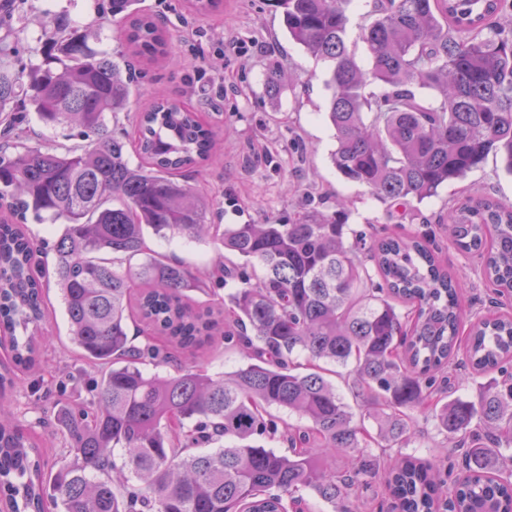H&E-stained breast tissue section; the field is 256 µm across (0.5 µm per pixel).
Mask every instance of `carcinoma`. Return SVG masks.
Returning a JSON list of instances; mask_svg holds the SVG:
<instances>
[{
  "label": "carcinoma",
  "instance_id": "1",
  "mask_svg": "<svg viewBox=\"0 0 512 512\" xmlns=\"http://www.w3.org/2000/svg\"><path fill=\"white\" fill-rule=\"evenodd\" d=\"M352 2L272 0L288 38L331 63L336 171L399 220L492 152L512 173V24L501 22L512 0H373L359 35L366 69L348 46ZM222 6L189 0L195 15ZM111 13L130 18L124 37L136 53H166L164 32L135 0H111ZM47 34L55 54L25 88L0 66V346L15 370L39 367L50 343L39 256L51 250L95 395L81 406L45 399L44 426L71 455L58 467L0 401L7 512H313L302 490L333 512H363L353 489L375 478L391 512H512V311L501 301L512 295V204L474 192L448 199L440 215L451 245L478 254L494 288L467 328L463 279L441 268L424 236L368 248L316 210L286 224L213 223L212 202L183 178L211 156L213 127L158 99L133 116L131 164L127 133L106 129L107 115L127 109L130 61L96 54L59 16ZM17 101L42 124L95 140L22 150L31 130ZM30 220L61 233L37 242ZM150 234L209 242L239 263L200 269L156 256ZM220 286L229 291L218 304L192 297ZM135 318L140 346L129 339ZM225 344L248 349L249 363L219 376L198 365L202 350ZM326 364L348 370L376 435L354 423ZM453 366L501 378L475 404L448 395ZM272 407L303 423L275 419ZM420 407L460 451L451 485L436 461L367 454L371 443H408L407 411Z\"/></svg>",
  "mask_w": 512,
  "mask_h": 512
}]
</instances>
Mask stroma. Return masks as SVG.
Instances as JSON below:
<instances>
[{"instance_id":"stroma-1","label":"stroma","mask_w":512,"mask_h":512,"mask_svg":"<svg viewBox=\"0 0 512 512\" xmlns=\"http://www.w3.org/2000/svg\"><path fill=\"white\" fill-rule=\"evenodd\" d=\"M139 8L165 27L169 55L137 67L129 109L144 111L163 96L184 101L214 126L223 146L190 173L188 183L214 201L216 222L284 224L312 208L334 212L337 200H344L346 224L366 242L402 232L428 235L441 263L466 281L467 316L483 312L488 291L476 285L482 260L450 245L439 216L449 197L476 190L512 203V175L499 158L488 156L480 168L438 198L414 204L406 220L396 223L367 188L344 181L333 168L334 140L325 118L328 65L288 41L280 13L267 0H224L222 10L208 16L191 15L186 0H140ZM55 15L88 34L95 51L116 57L126 49L119 36L122 23L107 0H11L0 23V60L17 73L42 65L48 50L43 31ZM227 32L237 37L242 54L225 52ZM273 67L291 77L275 100L263 88ZM48 299L54 342L39 369L18 375L5 397L17 420L42 436L44 459L52 465L64 463L66 455L58 437L39 424L42 396L51 391L63 402L81 405L93 391L89 378L78 372L81 352L68 335L56 288H49ZM411 426L406 453L447 460L449 472L458 474L461 463L449 453L431 412L412 411Z\"/></svg>"}]
</instances>
